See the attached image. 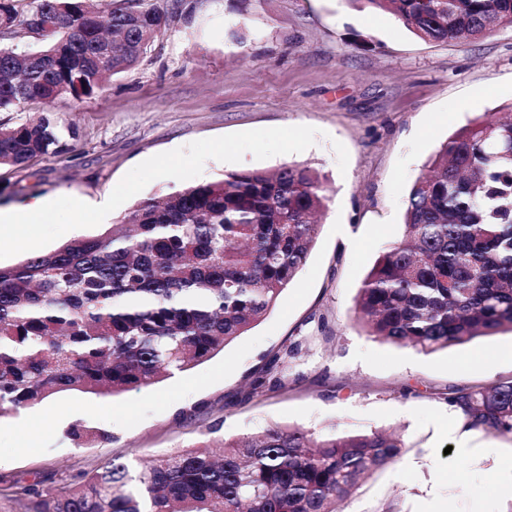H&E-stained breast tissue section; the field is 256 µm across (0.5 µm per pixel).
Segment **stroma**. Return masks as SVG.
Segmentation results:
<instances>
[{"label":"stroma","instance_id":"35a3bbf8","mask_svg":"<svg viewBox=\"0 0 512 512\" xmlns=\"http://www.w3.org/2000/svg\"><path fill=\"white\" fill-rule=\"evenodd\" d=\"M169 24L140 63L93 96L0 110V126L50 114L70 150L0 167V210L52 197L51 223L18 239L0 227V266L111 229L137 201L247 169H317L330 199L309 259L272 310L218 354L112 399L54 395L0 420V486L73 481L114 456L152 457L270 426L386 429L398 466L364 479L343 512H507L488 495L512 439L472 431L467 456L444 429L445 387L512 377V333L430 355L366 335L354 303L376 259L403 234L407 194L441 144L512 103V29L473 43L426 42L392 14L351 0H159ZM92 214L76 222L72 198ZM282 385L243 399L291 344ZM411 395H404V388ZM82 425L109 444L75 447ZM461 479H449L453 469Z\"/></svg>","mask_w":512,"mask_h":512}]
</instances>
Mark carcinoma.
I'll list each match as a JSON object with an SVG mask.
<instances>
[{
  "label": "carcinoma",
  "instance_id": "1",
  "mask_svg": "<svg viewBox=\"0 0 512 512\" xmlns=\"http://www.w3.org/2000/svg\"><path fill=\"white\" fill-rule=\"evenodd\" d=\"M420 39L466 43L512 28V0H362ZM107 14L86 0H0V35L46 37L39 61L0 49V108L94 95L134 67L168 26L147 0ZM77 138L47 116L0 128V166L56 154ZM301 165L228 172L135 203L100 236L0 267V418L63 391L119 396L224 351L274 307L305 266L329 201ZM404 232L356 298L367 335L430 354L512 332V104L448 137L410 188ZM280 357L250 384L281 385ZM472 430L512 438V378L436 393ZM102 443V430L73 428ZM382 430L270 427L149 461L113 457L75 483L0 487L25 512H341L366 475L398 462Z\"/></svg>",
  "mask_w": 512,
  "mask_h": 512
}]
</instances>
